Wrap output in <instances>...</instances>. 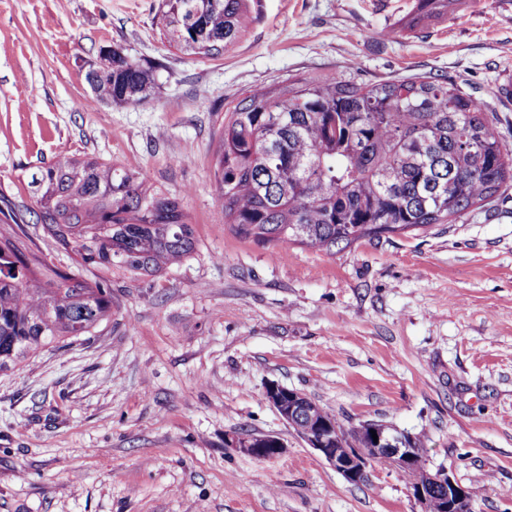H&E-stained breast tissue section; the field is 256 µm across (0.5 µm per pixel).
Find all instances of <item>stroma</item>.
Segmentation results:
<instances>
[{"instance_id": "obj_1", "label": "stroma", "mask_w": 512, "mask_h": 512, "mask_svg": "<svg viewBox=\"0 0 512 512\" xmlns=\"http://www.w3.org/2000/svg\"><path fill=\"white\" fill-rule=\"evenodd\" d=\"M414 0H259L214 56L170 46L159 0H0V193L98 158L177 198L196 248L161 276L113 269L91 336L0 371V512H420L403 474L354 485L272 408L305 393L345 428L419 438L473 512H512V187L450 224L320 251L236 238L216 202L224 112L295 80L441 75L512 148V0H465L420 32ZM153 67L143 103L98 101L99 51ZM278 437L258 460L237 437ZM265 396L273 406L279 416L294 428L299 434L296 422L303 415L306 409L303 393L289 389L277 383H271L267 386Z\"/></svg>"}]
</instances>
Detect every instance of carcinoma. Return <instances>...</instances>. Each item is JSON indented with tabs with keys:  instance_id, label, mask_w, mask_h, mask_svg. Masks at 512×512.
<instances>
[{
	"instance_id": "obj_1",
	"label": "carcinoma",
	"mask_w": 512,
	"mask_h": 512,
	"mask_svg": "<svg viewBox=\"0 0 512 512\" xmlns=\"http://www.w3.org/2000/svg\"><path fill=\"white\" fill-rule=\"evenodd\" d=\"M457 0H416L399 29L416 32ZM253 0H161L167 42L211 55L238 39ZM153 85L122 48L92 83L102 102L139 104ZM486 104L454 82L411 76L378 83L343 78L255 91L227 108L215 163L217 202L235 237L331 251L408 229L450 224L512 184V149ZM37 209L0 193V215L73 252L90 276L48 269L29 247L0 238V371L92 336L112 316L96 272L158 276L195 247L181 203L146 175L98 158L66 159L33 178ZM340 453L357 430L336 425Z\"/></svg>"
}]
</instances>
